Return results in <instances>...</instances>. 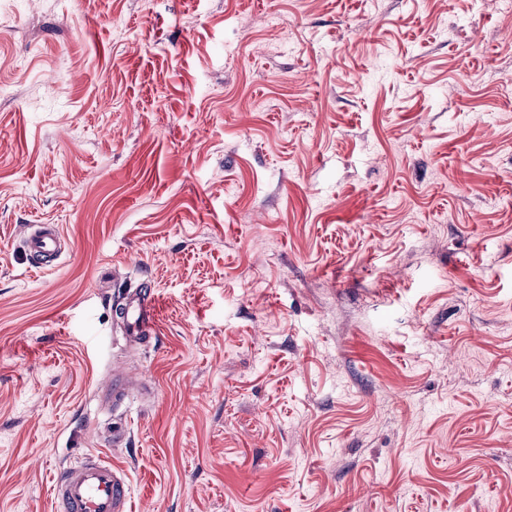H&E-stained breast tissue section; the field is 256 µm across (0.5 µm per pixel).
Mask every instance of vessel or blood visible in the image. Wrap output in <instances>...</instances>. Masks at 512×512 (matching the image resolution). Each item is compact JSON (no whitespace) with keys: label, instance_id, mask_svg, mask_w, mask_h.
Segmentation results:
<instances>
[{"label":"vessel or blood","instance_id":"1","mask_svg":"<svg viewBox=\"0 0 512 512\" xmlns=\"http://www.w3.org/2000/svg\"><path fill=\"white\" fill-rule=\"evenodd\" d=\"M60 241L58 227L30 225L25 242L33 265L51 266L59 256ZM156 316V297L147 290L133 295L123 311L131 337L140 342L150 340ZM50 505L51 512H132L125 474L95 452L86 453L79 462L54 475Z\"/></svg>","mask_w":512,"mask_h":512}]
</instances>
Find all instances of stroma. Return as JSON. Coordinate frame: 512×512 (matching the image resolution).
Segmentation results:
<instances>
[{
    "label": "stroma",
    "instance_id": "35a3bbf8",
    "mask_svg": "<svg viewBox=\"0 0 512 512\" xmlns=\"http://www.w3.org/2000/svg\"><path fill=\"white\" fill-rule=\"evenodd\" d=\"M90 448L134 512H512L497 0H0V512ZM61 233L51 224H33L28 226L26 248L36 268L51 266L57 260L60 251ZM120 314H123L130 336L135 340L142 343L155 338L151 335L156 327L157 300L151 290H140L133 295Z\"/></svg>",
    "mask_w": 512,
    "mask_h": 512
}]
</instances>
